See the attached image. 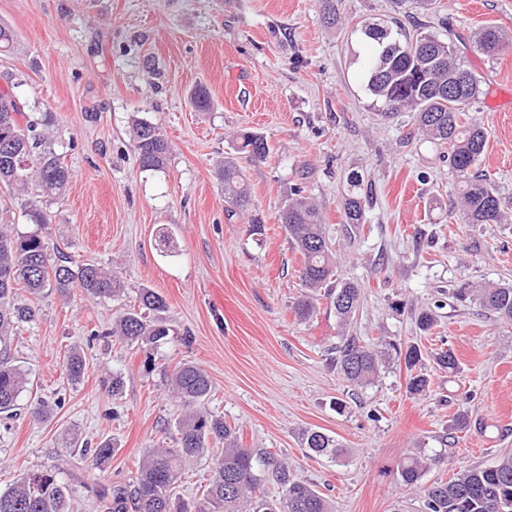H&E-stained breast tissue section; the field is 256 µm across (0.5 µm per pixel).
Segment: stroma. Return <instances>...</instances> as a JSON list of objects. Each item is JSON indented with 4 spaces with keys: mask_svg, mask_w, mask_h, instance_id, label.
<instances>
[{
    "mask_svg": "<svg viewBox=\"0 0 512 512\" xmlns=\"http://www.w3.org/2000/svg\"><path fill=\"white\" fill-rule=\"evenodd\" d=\"M342 22L325 23L318 0H0V24L14 34L0 50V91H10L32 119L51 115V132L71 182L47 203L43 230L76 262L102 264L126 285L102 301L82 292L34 298L35 324L12 343L31 392L16 416L0 417V489L25 473L60 467L80 512H109L106 489L127 484L147 449L169 441L181 414L160 370L120 343L89 341L111 326L140 288L159 292L178 331L162 361H192L210 376L206 409L238 424L243 442L288 459L329 497L335 512H422L423 487L462 466L482 467L512 448V325L448 295L461 281L512 285V223L463 224L453 208L455 178L445 150L413 135L411 113L385 122L366 91L369 44L354 27L399 17L404 34L463 38L495 23L508 34L487 57L465 50L481 93L470 113L484 123L479 163L512 215V0H440L434 13L399 15L393 0H342ZM207 88L210 108L190 95ZM158 124L171 145L165 170H142L131 137L134 117ZM266 136V160L244 163L249 215L228 213L217 176L231 135ZM372 186L365 222L345 239L341 199L350 171ZM320 207L340 242L344 277L364 300L348 328L374 342H421L429 387L406 390L404 366L391 363L377 382L349 386L327 364L336 316L319 304L313 321L295 320L301 260L278 214L296 184ZM264 226L261 241L246 232ZM169 232L173 255L156 245ZM436 306L437 322L420 338L412 309ZM83 352L78 381L66 353ZM451 349L460 370L432 360ZM122 372L112 398L104 380ZM51 407L34 420L37 400ZM347 403L346 412L333 407ZM468 414L470 430L454 428ZM335 437L347 450L331 460L308 454L300 432ZM115 444L106 470L72 450L69 439ZM443 455L414 488L400 485L409 455Z\"/></svg>",
    "mask_w": 512,
    "mask_h": 512,
    "instance_id": "stroma-1",
    "label": "stroma"
}]
</instances>
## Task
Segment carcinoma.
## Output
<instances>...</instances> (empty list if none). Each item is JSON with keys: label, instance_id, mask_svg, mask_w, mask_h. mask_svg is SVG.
<instances>
[{"label": "carcinoma", "instance_id": "cac0c4a2", "mask_svg": "<svg viewBox=\"0 0 512 512\" xmlns=\"http://www.w3.org/2000/svg\"><path fill=\"white\" fill-rule=\"evenodd\" d=\"M361 34L371 43L365 68L367 91L380 103L385 120L402 112L413 113L414 124L430 142L448 149V165L459 181V211L466 224H500L503 220L497 191L486 175L477 171L485 151L487 133L469 117L470 105L480 94L477 74L465 65L450 37L430 32L402 36V27L369 22ZM482 54L497 55L506 43L505 31L488 24L473 35ZM139 163L146 171L164 169L170 147L159 126L146 118L132 123ZM235 151L262 161L270 153L263 135L249 129L234 134ZM224 202L245 211L251 192L240 166L232 157L218 172ZM70 169L49 140L37 131V122L17 106L12 94L0 92V186L10 193L30 195L25 216L36 229L21 232L13 224H0V414L11 418L29 385L28 373L14 364L9 347L22 327L35 322L36 309L18 303L19 291L33 297L53 288L68 299L78 288L88 296L112 300L122 296L125 285L111 270L95 264H79L52 245L42 234L50 223L43 203L63 195L71 181ZM343 213L350 231H360L367 199L364 177L352 171L346 177ZM293 249L302 258L300 296L292 304L294 317L309 321L318 301L328 300L338 324L346 328L360 308V285L341 277L334 243L326 235L324 218L308 201L304 187L296 185L292 198L279 214ZM459 302H475L496 318L512 323V286L476 285L463 281L453 289ZM165 298L151 288L138 294V305L121 313L112 328L93 330L89 340L114 337L143 352V366L156 367V355L169 337L177 335L167 317ZM407 371V392L418 395L429 385L417 370L422 351L417 343L386 340L370 343L357 336L340 335L330 353L329 365L354 387L373 384L392 360ZM83 354L72 349L66 356L68 376L76 380L84 371ZM171 395L184 409L175 423L174 447L150 448L140 460L133 482L112 488V512H333L329 499L299 477L288 462L270 452L257 458L240 442L239 428L224 417L202 410L212 391L207 372L189 362H178L167 375ZM302 445L311 453L331 459L344 455L339 441L319 430L302 432ZM90 449L83 448L84 456ZM115 447L103 439L91 449L94 465L110 463ZM213 460V474L199 499L187 502L175 495L176 484L190 466L206 457ZM427 468L419 456L403 458L399 467L403 486H417ZM270 479L280 489L277 498L262 490ZM424 512H512V449L498 453L485 467H462L448 480H437L424 489ZM0 512H78L72 490L56 468L29 473L0 491Z\"/></svg>", "mask_w": 512, "mask_h": 512}]
</instances>
